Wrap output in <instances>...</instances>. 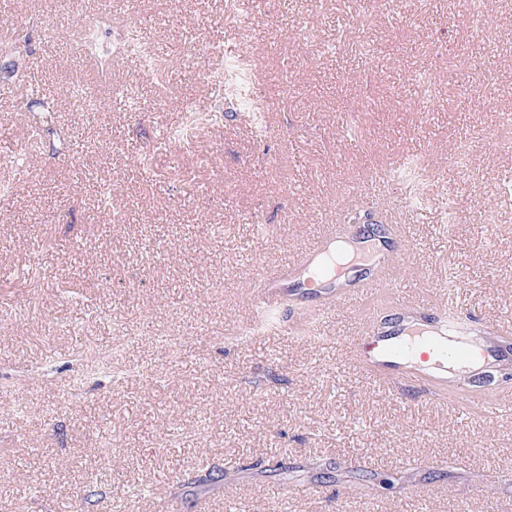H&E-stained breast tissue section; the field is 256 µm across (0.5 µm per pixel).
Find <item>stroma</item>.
<instances>
[{
  "instance_id": "stroma-1",
  "label": "stroma",
  "mask_w": 512,
  "mask_h": 512,
  "mask_svg": "<svg viewBox=\"0 0 512 512\" xmlns=\"http://www.w3.org/2000/svg\"><path fill=\"white\" fill-rule=\"evenodd\" d=\"M224 2L112 0L157 19L164 96L124 60L102 84L57 36L100 0H57L54 37L31 33L17 60L96 100L54 103L82 155L12 165L32 107L0 87V512H101L85 497L107 486L112 512H163L155 488L174 512H512V414L485 419L480 388L465 407L392 386L353 352L396 299L429 315L445 290L512 329V0L489 36L467 0L266 2L250 27L262 138L209 77L237 44ZM404 155L434 162L416 213L375 178ZM363 195L410 247L396 288L333 301L304 338L289 330L318 300L294 297L281 333L242 337L259 274ZM202 456L232 482L188 486ZM271 460L284 481L264 477ZM353 465L397 482L351 491Z\"/></svg>"
}]
</instances>
